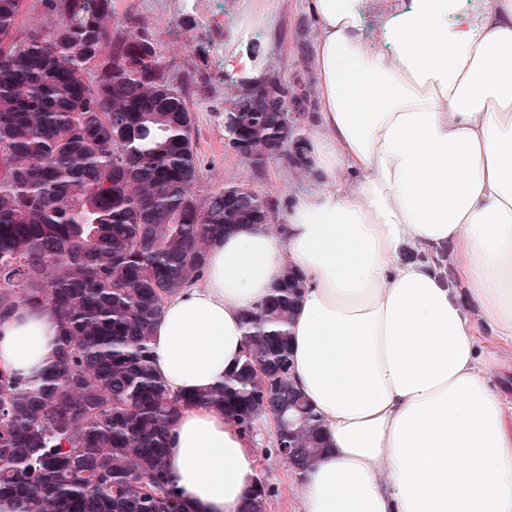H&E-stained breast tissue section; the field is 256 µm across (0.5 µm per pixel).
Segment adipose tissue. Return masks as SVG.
<instances>
[{
	"mask_svg": "<svg viewBox=\"0 0 512 512\" xmlns=\"http://www.w3.org/2000/svg\"><path fill=\"white\" fill-rule=\"evenodd\" d=\"M366 3L309 0L319 180L287 224L238 227L165 301L156 373L179 396L222 382L243 313L290 266L306 283L293 383L326 440L297 476L300 512H512V0H402L376 45ZM249 39L224 68L250 85L266 63ZM57 334L51 310L19 309L0 321V369L38 378ZM259 455L196 405L166 466L192 512H244Z\"/></svg>",
	"mask_w": 512,
	"mask_h": 512,
	"instance_id": "adipose-tissue-1",
	"label": "adipose tissue"
}]
</instances>
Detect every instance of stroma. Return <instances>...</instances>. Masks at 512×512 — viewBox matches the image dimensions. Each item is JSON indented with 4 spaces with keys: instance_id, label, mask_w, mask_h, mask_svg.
<instances>
[{
    "instance_id": "1",
    "label": "stroma",
    "mask_w": 512,
    "mask_h": 512,
    "mask_svg": "<svg viewBox=\"0 0 512 512\" xmlns=\"http://www.w3.org/2000/svg\"><path fill=\"white\" fill-rule=\"evenodd\" d=\"M264 20L256 22L252 43L269 60V71L292 78L314 73L311 54L315 28L307 0H273ZM252 0H112L109 28L135 21L153 39L166 61L163 76L181 90L195 119L200 175L192 188L206 200L228 185L242 184L276 201L275 223H285L297 194L313 184V177L294 170L285 160L271 159L262 166H247L224 143L220 116L230 92L224 81V54L235 45V34ZM261 450L260 480L271 491L267 512H296L298 504L288 479V462L275 455L272 443L253 430Z\"/></svg>"
}]
</instances>
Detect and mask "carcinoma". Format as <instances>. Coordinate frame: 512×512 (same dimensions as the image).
I'll list each match as a JSON object with an SVG mask.
<instances>
[{
    "label": "carcinoma",
    "instance_id": "1",
    "mask_svg": "<svg viewBox=\"0 0 512 512\" xmlns=\"http://www.w3.org/2000/svg\"><path fill=\"white\" fill-rule=\"evenodd\" d=\"M50 2L67 23L22 37L23 0H0V317L48 307L59 327L58 360L38 379L0 372V512H189L165 458L193 405L247 432L273 415L274 452L305 469L322 422L291 379L304 281L290 267L243 314V360L219 384L171 395L150 347L164 301L199 281L216 241L269 223L276 202L242 185L198 201L194 117L161 80L155 43L109 31L111 0ZM312 94L278 74L232 90L221 115L232 150L309 172L286 108L307 112ZM269 497L259 484L245 512H266Z\"/></svg>",
    "mask_w": 512,
    "mask_h": 512
}]
</instances>
